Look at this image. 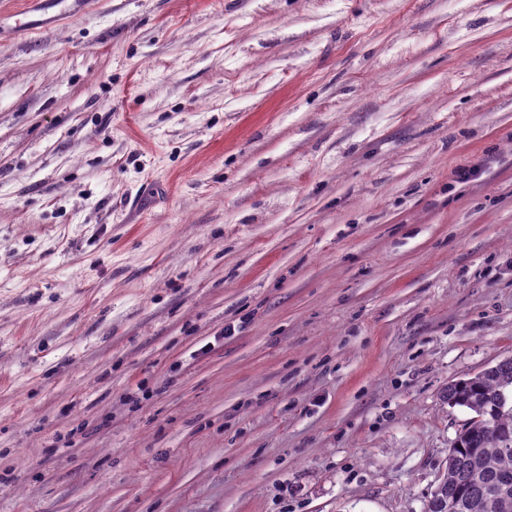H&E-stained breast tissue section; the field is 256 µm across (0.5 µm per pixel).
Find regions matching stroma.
<instances>
[{
  "label": "stroma",
  "instance_id": "1",
  "mask_svg": "<svg viewBox=\"0 0 512 512\" xmlns=\"http://www.w3.org/2000/svg\"><path fill=\"white\" fill-rule=\"evenodd\" d=\"M507 357L512 0L0 28V512H422Z\"/></svg>",
  "mask_w": 512,
  "mask_h": 512
}]
</instances>
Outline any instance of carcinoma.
<instances>
[{"mask_svg": "<svg viewBox=\"0 0 512 512\" xmlns=\"http://www.w3.org/2000/svg\"><path fill=\"white\" fill-rule=\"evenodd\" d=\"M444 399L473 417L451 442L422 512H512V358L449 383Z\"/></svg>", "mask_w": 512, "mask_h": 512, "instance_id": "cac0c4a2", "label": "carcinoma"}]
</instances>
